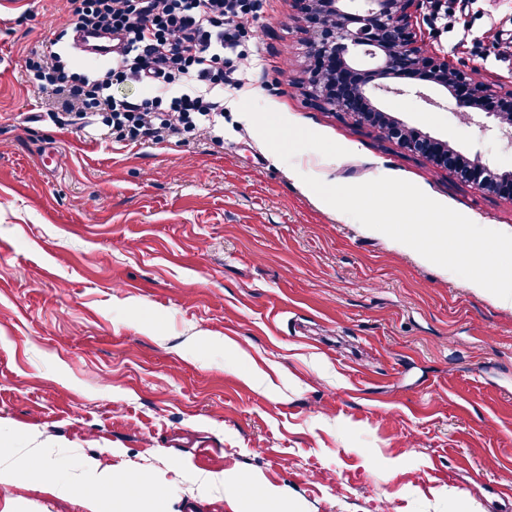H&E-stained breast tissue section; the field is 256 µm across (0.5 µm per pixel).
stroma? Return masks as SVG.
I'll return each instance as SVG.
<instances>
[{
    "mask_svg": "<svg viewBox=\"0 0 512 512\" xmlns=\"http://www.w3.org/2000/svg\"><path fill=\"white\" fill-rule=\"evenodd\" d=\"M431 56L512 88V0H416ZM55 0L0 15V437L150 471L168 512H498L512 490V307L324 207L390 176L512 234V200L319 108L298 0H266L222 145L113 146L42 118L24 58ZM385 113L512 170V141L432 91ZM251 112L252 122L241 119ZM0 512H91L0 482Z\"/></svg>",
    "mask_w": 512,
    "mask_h": 512,
    "instance_id": "35a3bbf8",
    "label": "stroma"
}]
</instances>
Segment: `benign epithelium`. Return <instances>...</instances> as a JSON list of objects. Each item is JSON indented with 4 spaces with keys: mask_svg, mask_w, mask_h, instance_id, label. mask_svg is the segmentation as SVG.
<instances>
[{
    "mask_svg": "<svg viewBox=\"0 0 512 512\" xmlns=\"http://www.w3.org/2000/svg\"><path fill=\"white\" fill-rule=\"evenodd\" d=\"M414 0H300L302 21L309 35L313 64L309 90L318 106L342 112L354 122L384 116L376 99L386 93L426 96L415 85L392 87L385 80L400 75L438 86L455 102L456 115L472 120L471 111H482L489 122L483 130L497 129L512 137V89L494 93L472 74L460 72L449 63H437L418 44L409 9ZM385 138L403 149L415 151L421 137L428 148L421 153L431 163L448 166L447 142L421 133L400 122L381 126ZM468 182L488 189L482 175L497 179L494 193L512 200V172H498L475 156Z\"/></svg>",
    "mask_w": 512,
    "mask_h": 512,
    "instance_id": "7a95c632",
    "label": "benign epithelium"
}]
</instances>
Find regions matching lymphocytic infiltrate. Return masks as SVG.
Segmentation results:
<instances>
[{
    "label": "lymphocytic infiltrate",
    "mask_w": 512,
    "mask_h": 512,
    "mask_svg": "<svg viewBox=\"0 0 512 512\" xmlns=\"http://www.w3.org/2000/svg\"><path fill=\"white\" fill-rule=\"evenodd\" d=\"M64 31L117 38L120 52L90 78L53 49L32 50L27 81L47 101H62L57 122L83 130L101 121L113 143L161 145L201 136L219 141V93L232 79L224 57L236 53L242 23L258 19L261 0H57ZM140 83L143 98L115 96L112 86Z\"/></svg>",
    "instance_id": "lymphocytic-infiltrate-1"
}]
</instances>
